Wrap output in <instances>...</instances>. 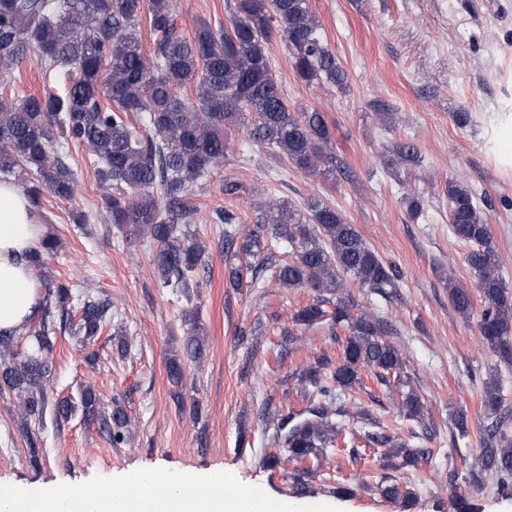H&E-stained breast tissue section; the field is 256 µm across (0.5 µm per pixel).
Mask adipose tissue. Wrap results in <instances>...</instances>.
Instances as JSON below:
<instances>
[{
    "instance_id": "adipose-tissue-1",
    "label": "adipose tissue",
    "mask_w": 512,
    "mask_h": 512,
    "mask_svg": "<svg viewBox=\"0 0 512 512\" xmlns=\"http://www.w3.org/2000/svg\"><path fill=\"white\" fill-rule=\"evenodd\" d=\"M45 234L24 190L0 182V333L21 342L42 305L31 258L41 252Z\"/></svg>"
}]
</instances>
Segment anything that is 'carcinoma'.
Here are the masks:
<instances>
[{
  "label": "carcinoma",
  "mask_w": 512,
  "mask_h": 512,
  "mask_svg": "<svg viewBox=\"0 0 512 512\" xmlns=\"http://www.w3.org/2000/svg\"><path fill=\"white\" fill-rule=\"evenodd\" d=\"M175 0H0V72L8 73L32 46L60 88L41 95L15 94L0 101V175L31 174L26 188L33 199L48 190L71 201L79 184L60 147L71 142L84 148L93 170L110 192L103 196L107 217L129 227L130 234L150 236L157 245L155 265L163 282L191 299L200 287L205 268L198 240L180 231L190 223L195 206L190 199L201 180L224 171L228 132L238 126L247 139L278 148L294 167L315 176L336 169L327 154L331 133L323 113L288 106L284 90L272 74L268 44L280 36L297 77L310 85L347 90L348 75L325 44L309 0H225L229 26L213 30L207 24L185 36L175 20ZM156 36L153 56L144 54L139 38L141 21ZM193 86L199 106L186 104L178 89ZM395 160L419 161L418 147L408 141L392 146ZM448 224L454 237L468 246L464 256L473 272L481 309L472 294L448 277V299L465 319L476 320L483 342L500 361L512 364V291L500 272L499 254L491 224L474 202V194L460 181L448 182ZM282 240L291 258L277 264L280 288H309L313 302L299 308L293 322L313 326L326 316L324 295L344 288L350 275L362 286L383 290L397 287L394 267L382 260L363 239L356 225L335 208L316 202L307 213L285 201H270L251 224H244L229 272L232 287H253L272 261L263 253L268 236ZM74 300L72 285L60 282L47 289L38 327L29 329L38 355L29 356L10 338L0 337V382L21 397V431L29 461L40 460V439L31 423L43 422L48 406L58 417L82 411L85 420L117 448L127 440L131 419L116 402L108 414L99 411L94 391L85 389L80 405L69 398L49 403L54 374L52 335L70 329L83 339L98 335L110 322L111 303L87 294L79 318L71 324L67 304ZM351 296L336 298L332 319L348 335L340 358L328 357L304 370L308 417L293 422L284 415L278 425L288 456L264 459L271 470L282 460L296 470L295 486L311 474L304 463L322 449L338 444L341 428L332 422L336 390H352L361 372L375 370L381 383L400 377L403 355L386 339L387 322L371 313L355 315ZM196 313L185 314L191 335L184 345L190 360L205 351ZM502 385L487 383L482 403L492 422L483 427L482 449L471 470L475 483L487 476L500 489L512 488V433L504 425ZM403 407L410 418L424 416L420 396L409 392ZM368 446L387 448L390 458L418 459V453L385 433L366 436ZM381 495L407 503L412 492L397 484L380 486Z\"/></svg>",
  "instance_id": "1"
}]
</instances>
